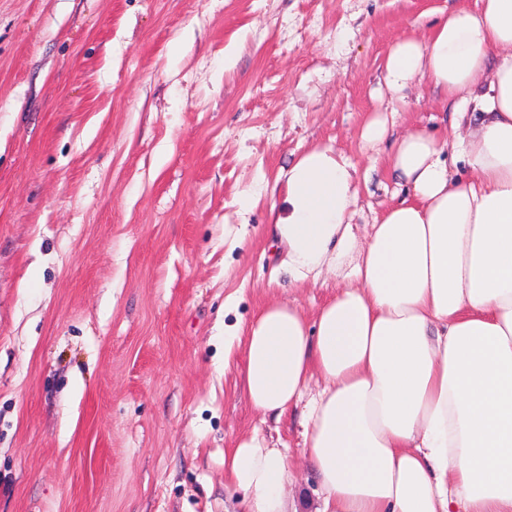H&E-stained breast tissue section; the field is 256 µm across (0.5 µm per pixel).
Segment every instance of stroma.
Returning a JSON list of instances; mask_svg holds the SVG:
<instances>
[{"label": "stroma", "instance_id": "stroma-1", "mask_svg": "<svg viewBox=\"0 0 512 512\" xmlns=\"http://www.w3.org/2000/svg\"><path fill=\"white\" fill-rule=\"evenodd\" d=\"M457 6L478 0H0V512H234L224 450L255 429L313 512L302 412L252 406L224 330L334 293L268 285L276 174L338 148L374 223L395 185L365 120L445 110L425 82L392 99L384 59Z\"/></svg>", "mask_w": 512, "mask_h": 512}]
</instances>
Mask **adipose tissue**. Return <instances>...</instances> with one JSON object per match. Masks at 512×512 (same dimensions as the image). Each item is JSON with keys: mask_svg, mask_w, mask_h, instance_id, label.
Listing matches in <instances>:
<instances>
[{"mask_svg": "<svg viewBox=\"0 0 512 512\" xmlns=\"http://www.w3.org/2000/svg\"><path fill=\"white\" fill-rule=\"evenodd\" d=\"M384 72L394 95L430 82L451 135L365 122L363 142L391 141L405 195L362 238L342 152L316 145L282 169L270 226L280 271L293 285L343 282L311 315L267 302L225 331L224 361L242 360L263 415L303 405L316 512H512V0L399 38ZM452 158L469 177L450 173ZM288 477L287 449L260 431L224 451L249 512H288Z\"/></svg>", "mask_w": 512, "mask_h": 512, "instance_id": "adipose-tissue-1", "label": "adipose tissue"}]
</instances>
